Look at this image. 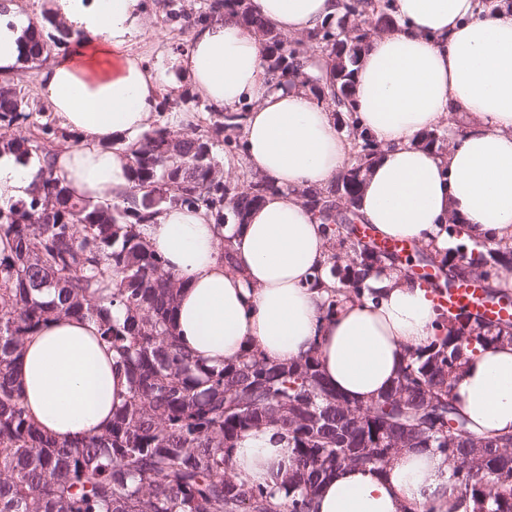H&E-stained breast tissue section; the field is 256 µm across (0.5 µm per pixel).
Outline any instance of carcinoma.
<instances>
[{"instance_id":"1","label":"carcinoma","mask_w":512,"mask_h":512,"mask_svg":"<svg viewBox=\"0 0 512 512\" xmlns=\"http://www.w3.org/2000/svg\"><path fill=\"white\" fill-rule=\"evenodd\" d=\"M219 12L261 34L274 82L298 78L345 116L351 164L329 186L300 192L330 243L326 315L336 314L341 298L360 295L369 269L385 263L405 275L433 256L453 268L462 261L470 272L487 264L512 270V239L476 241L453 221L445 231L454 246L443 253L415 241L408 250L392 249L356 223L362 171L381 147L353 118L354 66L368 35L396 23L391 0H344L342 14L306 40L270 28L251 0H201L195 13L172 9L166 16L191 29ZM71 43L72 33L44 16L26 58ZM316 52L333 58L325 76L305 70L306 54ZM244 114L243 107L212 111L195 137L177 138L167 123L146 132L132 149L134 191L122 205L78 198L53 176L59 141L68 135L52 122L33 124L28 139L0 141L45 162L29 200L0 207V239L7 241L0 251V512H312L333 471L382 469L404 448L469 460L450 476L464 512H512V435L475 429L451 395L465 349L499 343L512 317L490 326L466 307L436 308L440 334L409 353L399 379L365 409L329 386L313 354L275 363L250 347L222 366H207L180 346L173 324L180 282L151 250L143 226L171 206L203 207L223 224L230 204L242 221L278 190L248 174L224 180L216 149L229 164L245 155ZM36 115H44L37 100L0 88L1 126ZM419 143L446 150V129L422 132ZM60 316L96 321L128 381L112 425L75 443L58 442L34 424L13 375L25 339ZM263 427L276 429L293 455L275 488L250 486L231 470L236 442ZM477 442L486 443L482 456L472 453Z\"/></svg>"}]
</instances>
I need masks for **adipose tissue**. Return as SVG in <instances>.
Segmentation results:
<instances>
[{"instance_id":"obj_1","label":"adipose tissue","mask_w":512,"mask_h":512,"mask_svg":"<svg viewBox=\"0 0 512 512\" xmlns=\"http://www.w3.org/2000/svg\"><path fill=\"white\" fill-rule=\"evenodd\" d=\"M283 35L303 38L342 11L341 0H251ZM80 40L38 73L40 93L81 144L55 156L54 174L80 198L129 197L131 149L155 122L162 96L181 78L212 110L249 104L246 161L276 193L244 222L217 226L193 207L163 210L147 240L182 282L174 310L179 344L210 366L256 346L274 362L316 354L322 377L365 406L389 390L405 352L434 340L429 289L375 267L361 296L325 317L326 287H311L327 262L318 217L297 195L343 170L350 145L333 112L298 84L271 82L264 43L248 25L214 17L196 25L184 52L151 66L137 45L159 42L141 0H49ZM396 24L372 37L354 76L359 128L383 148L363 176L355 207L362 223L394 239L444 251L457 217L479 241L512 236V12L479 0H393ZM33 15L11 4L0 18V76L14 72ZM468 119L445 153L418 143L453 114ZM40 163L0 151V206L29 199ZM229 240L239 271L224 264ZM22 404L48 436L73 441L102 431L128 393L124 372L98 339L95 321L55 317L29 336L16 363ZM455 404L482 429L512 435V343L467 353L454 382ZM291 451L272 429L239 440L232 465L251 484L274 485ZM450 467L429 448L404 449L382 470L346 466L319 489L316 512H452Z\"/></svg>"}]
</instances>
